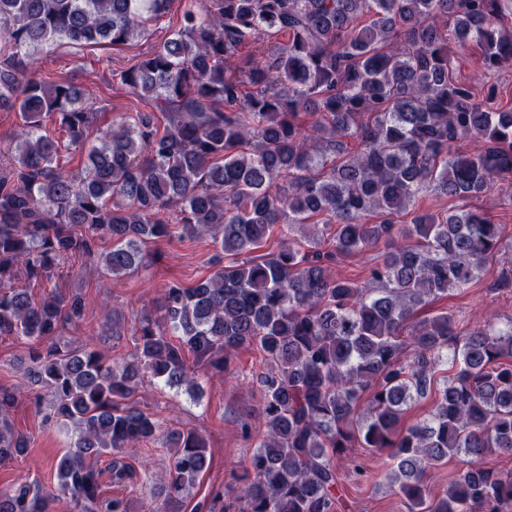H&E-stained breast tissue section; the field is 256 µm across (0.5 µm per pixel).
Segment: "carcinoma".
Here are the masks:
<instances>
[{"mask_svg":"<svg viewBox=\"0 0 512 512\" xmlns=\"http://www.w3.org/2000/svg\"><path fill=\"white\" fill-rule=\"evenodd\" d=\"M173 3L0 0L10 47L0 110L23 121L0 141V336L43 343L29 354L35 401L46 392V421L74 433L56 491L0 490V512H51L59 497L74 512H133L126 497L102 496L98 460L155 440L161 424L119 401L146 376L169 387L210 369L232 376L250 346L265 360V432L234 495H215L208 512H338L336 460L355 447L388 455L408 512H512V470L471 464L512 454V319L466 331L445 311L411 322L500 250L501 227L479 208L441 217L415 203L429 191L472 200L497 182L512 188V109L458 80L451 51L473 43L486 71L511 67L512 0H186L179 28L119 74L135 97L167 106L162 129L138 112L93 138L87 92L27 71L32 49L126 44ZM279 33L288 41L269 59L242 56L258 35ZM48 121L67 147H87L82 167L60 162ZM465 140L480 150L461 151ZM316 218L312 237H294ZM274 224L288 238L249 256ZM183 236L211 240L213 271L162 290L160 315L140 319L120 366L62 340L84 318L82 295L53 290L36 302L16 287L50 281L75 256L117 278L147 265V244ZM379 245L364 282L334 275ZM431 394L428 417L405 423ZM15 402L0 387V464L28 448L11 425ZM164 438L163 512H183L206 443L193 431ZM453 458L469 466L433 494L435 469Z\"/></svg>","mask_w":512,"mask_h":512,"instance_id":"obj_1","label":"carcinoma"}]
</instances>
